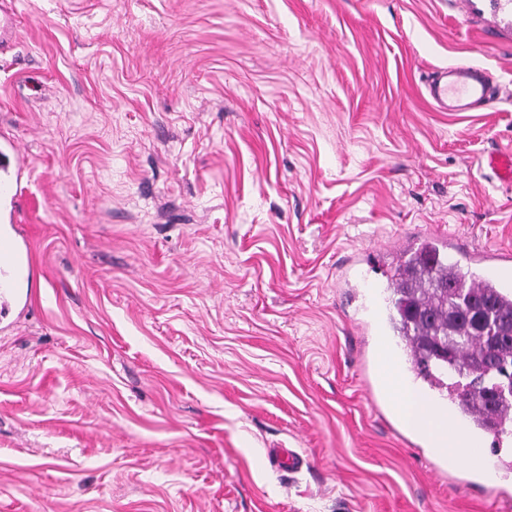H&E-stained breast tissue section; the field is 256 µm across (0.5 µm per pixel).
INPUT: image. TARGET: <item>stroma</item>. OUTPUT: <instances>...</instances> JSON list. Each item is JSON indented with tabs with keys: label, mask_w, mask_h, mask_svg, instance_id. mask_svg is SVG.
<instances>
[{
	"label": "stroma",
	"mask_w": 512,
	"mask_h": 512,
	"mask_svg": "<svg viewBox=\"0 0 512 512\" xmlns=\"http://www.w3.org/2000/svg\"><path fill=\"white\" fill-rule=\"evenodd\" d=\"M31 297L0 316V512H512V446L402 427L347 258L512 250L501 0H12ZM502 94H426L450 65ZM271 448L306 460L277 471ZM428 92L432 101L447 112H470L492 98L486 72L455 65L440 69L428 85ZM487 165L502 181L512 182V151H495L487 157Z\"/></svg>",
	"instance_id": "35a3bbf8"
}]
</instances>
